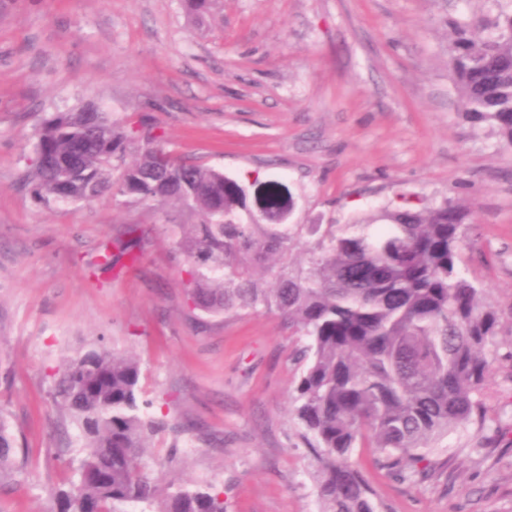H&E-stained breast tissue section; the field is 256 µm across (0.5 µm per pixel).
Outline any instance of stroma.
<instances>
[{"label":"stroma","instance_id":"1","mask_svg":"<svg viewBox=\"0 0 512 512\" xmlns=\"http://www.w3.org/2000/svg\"><path fill=\"white\" fill-rule=\"evenodd\" d=\"M486 0H0V414L24 448L0 512H56L78 429L50 373L104 340L137 355L148 468L224 493L225 512H318L316 461L291 394L301 341L273 314L210 319L187 302L161 230L170 207L111 195L45 208L25 179L40 120L91 104L157 126L168 149L291 192L294 224H346L406 196L468 207L469 276L500 324L486 420L449 432L422 482L354 459L384 512H512V147L461 112L449 21ZM140 242L98 265L102 242Z\"/></svg>","mask_w":512,"mask_h":512}]
</instances>
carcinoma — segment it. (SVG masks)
<instances>
[{
    "label": "carcinoma",
    "instance_id": "obj_1",
    "mask_svg": "<svg viewBox=\"0 0 512 512\" xmlns=\"http://www.w3.org/2000/svg\"><path fill=\"white\" fill-rule=\"evenodd\" d=\"M470 22H452L449 66L466 118L512 146V0H491ZM26 179L45 207L104 193L125 205L176 206L168 224L194 309L226 318L279 316L306 339L293 398L309 436L320 512H380L355 461L372 448L399 480H423L427 455L448 430L484 417L488 346L499 318L466 275L461 228L470 213L451 199H403L350 224H281L278 183L244 182L181 160L155 127H120L86 106L45 119ZM266 208L261 218L250 200ZM384 225L371 230L374 223ZM302 257L292 250L301 234ZM138 359L98 339L53 374L61 419L80 430L78 464L56 493L57 512H224V492L161 485L144 448L161 423L146 417ZM24 468L0 420V482Z\"/></svg>",
    "mask_w": 512,
    "mask_h": 512
}]
</instances>
